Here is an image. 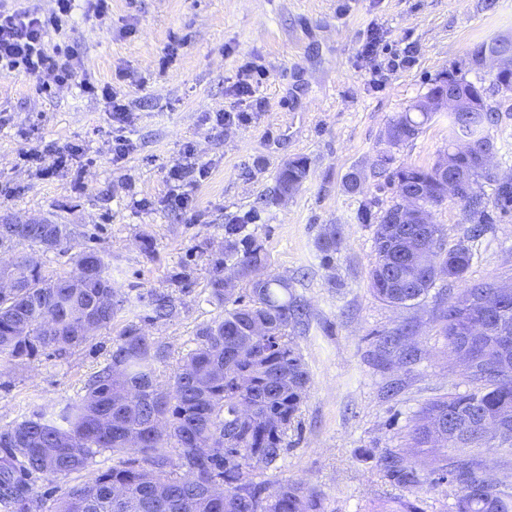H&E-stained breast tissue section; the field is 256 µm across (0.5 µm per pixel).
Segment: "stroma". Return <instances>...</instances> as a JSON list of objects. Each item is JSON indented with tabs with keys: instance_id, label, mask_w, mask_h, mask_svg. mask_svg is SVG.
<instances>
[{
	"instance_id": "1",
	"label": "stroma",
	"mask_w": 512,
	"mask_h": 512,
	"mask_svg": "<svg viewBox=\"0 0 512 512\" xmlns=\"http://www.w3.org/2000/svg\"><path fill=\"white\" fill-rule=\"evenodd\" d=\"M499 36L512 37V0H112L104 17L82 2L49 41L77 48L80 76L110 86L128 121L116 126L103 102L76 85L46 91L24 73L0 74V219L69 225L71 249L43 255L46 274L71 271L75 253L90 247L109 261L123 297L158 289L178 299L179 315L148 327L170 351L158 371L164 384L193 348L197 326L218 313L207 301L209 254L223 246L226 224L248 218L268 272L288 277L308 311L294 342L312 383L266 479L316 489L325 512H375L399 498L418 499L422 512H448L460 487L440 463L408 488L376 460L406 447L429 401L468 391L442 312L462 286L512 284V211L489 209L485 234L469 241L464 282L439 277L406 307L373 295L374 227L357 212L392 200L384 158L429 166L447 149L444 112L414 141L392 147L384 132L451 69L482 85L498 112L493 166L512 179V95L468 55ZM242 78L255 97L240 93ZM222 110L247 119L219 125ZM120 135L132 148L117 158ZM50 143L82 152L47 177L25 155ZM300 157L309 164L305 182L279 197V170ZM174 167L184 172L191 211L167 205ZM356 169L365 181L351 194L343 183ZM432 215L447 245L468 241L473 220L463 202L447 198ZM333 224L340 236L327 266L318 241ZM182 270L186 278L174 280ZM145 314L122 310L112 328L62 357L0 361V429L30 408L52 412L83 396L118 329Z\"/></svg>"
}]
</instances>
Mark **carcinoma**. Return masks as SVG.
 Listing matches in <instances>:
<instances>
[{
    "label": "carcinoma",
    "mask_w": 512,
    "mask_h": 512,
    "mask_svg": "<svg viewBox=\"0 0 512 512\" xmlns=\"http://www.w3.org/2000/svg\"><path fill=\"white\" fill-rule=\"evenodd\" d=\"M500 40L473 45L471 63L501 49ZM512 53V44L503 48ZM453 88L464 98L484 99V88L456 78ZM433 112H401L388 124L385 140L398 146L415 139ZM498 114L488 106L475 112L466 127L448 114V145L461 135L479 143L491 138ZM440 161L428 167L402 163L388 179L395 198L387 205L371 200L357 218L375 223L376 258L370 271L373 294L393 306L425 296L439 271L462 281L472 251L460 242L445 247L440 225L399 223L398 197L412 195L432 208L446 197V173ZM464 188L456 197L470 212L485 216L480 180L496 183L493 203L512 209V180H500L481 167L474 155L458 164ZM307 161L286 162L277 177L279 195L300 188ZM380 206L378 216L372 207ZM246 224L224 225V247L209 255L208 302L219 315L198 325L196 347L182 357L170 381H157L159 365L169 359L168 346L130 322L112 339L108 362L86 383V393L48 415L35 409L10 428L0 430V506L5 512H325L321 494L298 483L272 486L255 481L253 472L274 466L287 449L288 429L301 410L311 384L310 372L293 346L292 331L307 318L287 278L255 270L266 267L263 245L245 233ZM71 241L66 224H0V248L24 244L31 249L0 268L15 287L0 290V359L23 362L50 351L63 356L80 348L112 321L125 299L112 285L105 257L94 250L74 259V271L44 274L36 253L65 250ZM324 265L336 251V226L319 240ZM441 256L444 268L425 263L427 253ZM236 272L227 285L225 267ZM487 293L486 284L464 288L443 311L448 347L467 345L456 331L460 308ZM149 314L164 322L175 316L170 293L149 290L138 296ZM484 321L491 335L471 346L464 377L475 388L430 401L411 431L410 447L378 458L382 471L397 482L421 483L431 453H443L446 472L461 488L451 512H512V494L483 469L479 429L484 420L504 426L499 447L512 451V367H495L499 326L512 336V299H487ZM459 439L437 448L433 427ZM118 456L107 470L68 485L69 477L90 470L96 456ZM56 485V496L36 491V482ZM381 512H421L409 498L382 505Z\"/></svg>",
    "instance_id": "1"
}]
</instances>
